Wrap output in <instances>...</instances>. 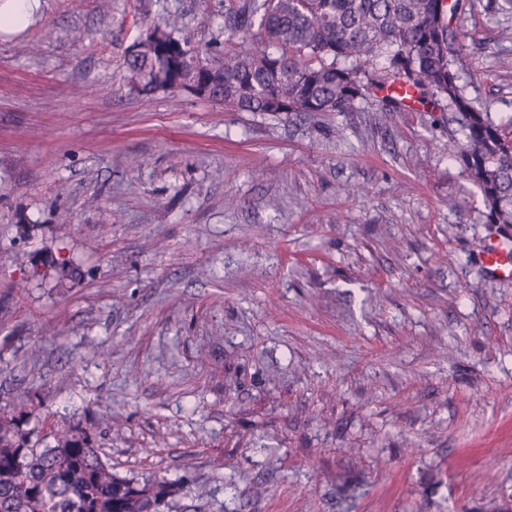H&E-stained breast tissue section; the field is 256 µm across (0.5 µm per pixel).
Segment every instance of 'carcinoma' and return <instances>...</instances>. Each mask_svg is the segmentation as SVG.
<instances>
[{
    "label": "carcinoma",
    "mask_w": 512,
    "mask_h": 512,
    "mask_svg": "<svg viewBox=\"0 0 512 512\" xmlns=\"http://www.w3.org/2000/svg\"><path fill=\"white\" fill-rule=\"evenodd\" d=\"M465 0H224V41L201 46L156 25L129 46V83L185 93L233 112H350L395 84L446 102L462 140L449 157L479 188L490 224H512V115L477 110L457 67ZM456 21H451V18ZM27 402L0 406V512H209L208 494L179 504L164 483L112 472L106 453L62 430L21 432Z\"/></svg>",
    "instance_id": "1"
}]
</instances>
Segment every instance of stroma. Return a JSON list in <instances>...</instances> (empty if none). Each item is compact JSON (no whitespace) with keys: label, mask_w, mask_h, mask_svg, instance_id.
I'll return each instance as SVG.
<instances>
[{"label":"stroma","mask_w":512,"mask_h":512,"mask_svg":"<svg viewBox=\"0 0 512 512\" xmlns=\"http://www.w3.org/2000/svg\"><path fill=\"white\" fill-rule=\"evenodd\" d=\"M467 0V91L512 114V9ZM224 0H43L0 34V405L98 421L211 512H512V281L433 103L308 119L128 82ZM82 43H74V32ZM490 282L512 280V232L502 231L498 227L490 231L477 255Z\"/></svg>","instance_id":"stroma-1"}]
</instances>
